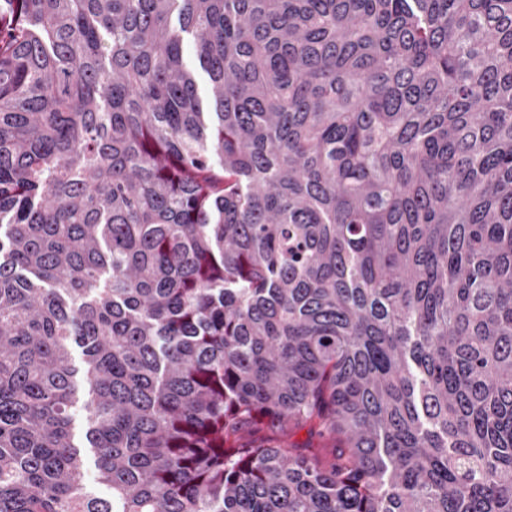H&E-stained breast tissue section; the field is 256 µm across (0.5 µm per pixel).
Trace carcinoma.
Segmentation results:
<instances>
[{"mask_svg":"<svg viewBox=\"0 0 512 512\" xmlns=\"http://www.w3.org/2000/svg\"><path fill=\"white\" fill-rule=\"evenodd\" d=\"M0 512H512V0H0Z\"/></svg>","mask_w":512,"mask_h":512,"instance_id":"obj_1","label":"carcinoma"}]
</instances>
